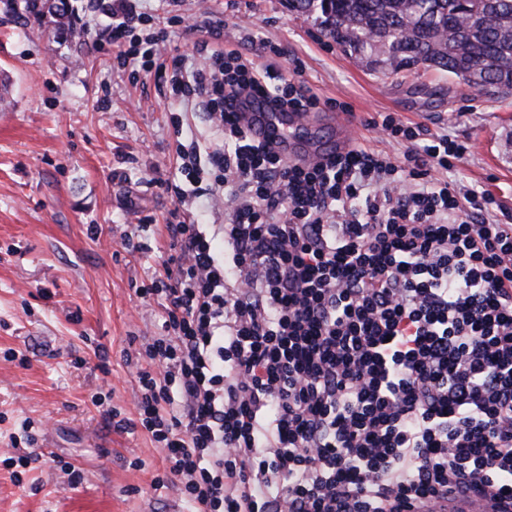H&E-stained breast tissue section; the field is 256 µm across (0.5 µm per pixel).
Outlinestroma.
I'll use <instances>...</instances> for the list:
<instances>
[{"mask_svg":"<svg viewBox=\"0 0 512 512\" xmlns=\"http://www.w3.org/2000/svg\"><path fill=\"white\" fill-rule=\"evenodd\" d=\"M103 3L78 39L46 21L0 20V512H185L175 491L152 486L168 462L136 426L124 352L162 322L139 289L165 257L176 146L210 129L161 94L154 75L113 61L112 11L149 12L138 36L165 26L175 55L193 41L175 16H216L225 49L279 42L285 76L300 73L360 117L393 112L468 142L455 175L492 193L512 223V95L474 92L434 70L374 72L287 0ZM129 237L140 250L124 248ZM112 407L125 425L106 418ZM31 451L29 465L14 462Z\"/></svg>","mask_w":512,"mask_h":512,"instance_id":"stroma-1","label":"stroma"}]
</instances>
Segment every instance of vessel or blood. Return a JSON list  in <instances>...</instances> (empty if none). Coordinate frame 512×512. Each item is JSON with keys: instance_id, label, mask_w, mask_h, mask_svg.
Segmentation results:
<instances>
[{"instance_id": "vessel-or-blood-1", "label": "vessel or blood", "mask_w": 512, "mask_h": 512, "mask_svg": "<svg viewBox=\"0 0 512 512\" xmlns=\"http://www.w3.org/2000/svg\"><path fill=\"white\" fill-rule=\"evenodd\" d=\"M241 120L250 135L259 141H270L283 156L296 160H315L330 152H346L355 134L356 118L351 114H340L339 137L332 142H323L316 136L315 113L273 112L260 106H252L242 112ZM495 506L484 498L440 500L435 512H494Z\"/></svg>"}]
</instances>
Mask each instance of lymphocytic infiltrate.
<instances>
[{
	"instance_id": "1",
	"label": "lymphocytic infiltrate",
	"mask_w": 512,
	"mask_h": 512,
	"mask_svg": "<svg viewBox=\"0 0 512 512\" xmlns=\"http://www.w3.org/2000/svg\"><path fill=\"white\" fill-rule=\"evenodd\" d=\"M144 12L113 15L121 64L169 77L214 140L190 142L167 182V249L142 297L163 322L136 351L137 423L164 453L188 512H412L448 494L512 505V224L449 173L467 142L392 112L304 163L253 140L236 104L348 111L259 63L217 50L224 24L180 17L209 64L169 65L165 32L126 44ZM216 178L220 224L189 188ZM356 139L361 142L366 148L372 149L374 151H382L390 154H399L400 146L393 142H389L386 139H383L372 130H367L364 127L359 125ZM214 176H207L205 175L203 178L202 183L199 184V191L200 194H206L208 193V190L205 191V189H209L210 185L212 184ZM202 188V189H200ZM198 195V196H201ZM197 196V197H198ZM207 196H201L200 198H191L190 204L195 201L194 206H196V221L199 224H220L224 221V202L223 205L221 204L219 206V209H212L206 200Z\"/></svg>"
}]
</instances>
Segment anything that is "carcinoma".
<instances>
[{
	"instance_id": "carcinoma-1",
	"label": "carcinoma",
	"mask_w": 512,
	"mask_h": 512,
	"mask_svg": "<svg viewBox=\"0 0 512 512\" xmlns=\"http://www.w3.org/2000/svg\"><path fill=\"white\" fill-rule=\"evenodd\" d=\"M5 13L20 10L70 25L65 0H0ZM316 16L326 37L371 69L392 73L423 66L471 84L473 70L498 93H512V0H288Z\"/></svg>"
}]
</instances>
